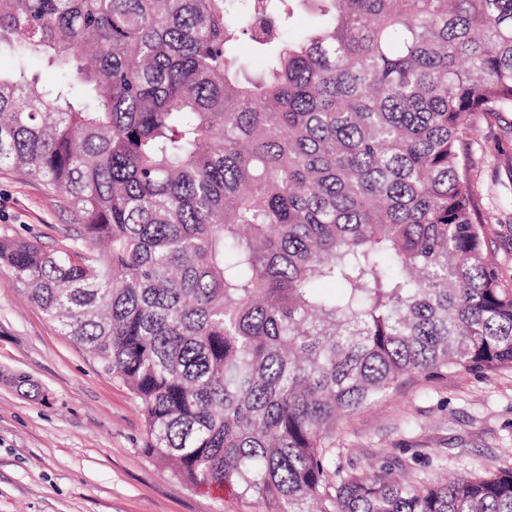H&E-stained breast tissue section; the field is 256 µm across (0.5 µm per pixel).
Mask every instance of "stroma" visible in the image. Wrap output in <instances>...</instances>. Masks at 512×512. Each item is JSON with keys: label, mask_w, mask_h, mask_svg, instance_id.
Instances as JSON below:
<instances>
[{"label": "stroma", "mask_w": 512, "mask_h": 512, "mask_svg": "<svg viewBox=\"0 0 512 512\" xmlns=\"http://www.w3.org/2000/svg\"><path fill=\"white\" fill-rule=\"evenodd\" d=\"M470 177L485 245L512 287V112L477 117ZM62 195L0 170V238L56 252L81 237ZM139 403L61 333L0 267V512H260L175 480L144 451ZM337 470L403 481L512 467V368L412 373L374 405L339 417Z\"/></svg>", "instance_id": "obj_1"}]
</instances>
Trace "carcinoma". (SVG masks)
<instances>
[{
	"instance_id": "carcinoma-1",
	"label": "carcinoma",
	"mask_w": 512,
	"mask_h": 512,
	"mask_svg": "<svg viewBox=\"0 0 512 512\" xmlns=\"http://www.w3.org/2000/svg\"><path fill=\"white\" fill-rule=\"evenodd\" d=\"M4 50L0 168L84 233L0 264L149 456L261 512H512V468L408 483L328 448L408 373L512 367L467 148L512 112V0H0Z\"/></svg>"
}]
</instances>
